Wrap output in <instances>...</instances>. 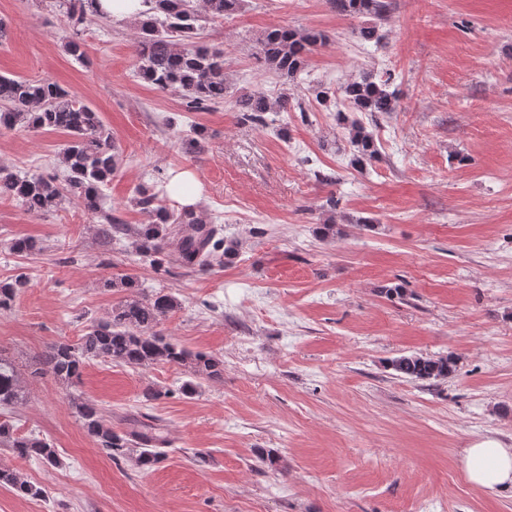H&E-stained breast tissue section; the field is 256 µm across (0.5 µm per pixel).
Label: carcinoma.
I'll use <instances>...</instances> for the list:
<instances>
[{"label": "carcinoma", "mask_w": 512, "mask_h": 512, "mask_svg": "<svg viewBox=\"0 0 512 512\" xmlns=\"http://www.w3.org/2000/svg\"><path fill=\"white\" fill-rule=\"evenodd\" d=\"M99 0H64L65 14L73 27L67 51L73 57L85 56L81 26L88 20L108 15L98 8ZM149 8L138 19L139 37L136 53L140 61L139 74L147 84L159 89H178L184 93L186 107L201 112L224 101L227 75L224 70V50L199 41L203 23L222 19L236 11L242 0H144ZM337 12L355 17L382 19L387 0H331ZM324 36L314 30L297 31L288 27H273L264 31L259 40L256 58L263 66L286 79H296L306 66V53ZM345 101L354 112L388 113L397 109L398 89L392 77L385 79L362 76L349 81L343 88ZM241 120L264 124L269 112H285L288 96L271 99L265 93L253 91L237 101ZM339 116L345 124L351 143L357 147L355 163L361 165L373 159L378 149L373 136L344 111ZM0 126L14 128H44L68 135L61 155L64 178L55 174H14L0 166V197L20 200L31 213L48 212L68 198L77 199L85 210L95 213L101 208V187L112 180L117 160L112 135L100 114L71 95L52 79H29L0 75ZM156 195L147 187L139 190L137 204L150 211L155 221L130 228L117 217H106L98 228L105 239L133 234L135 252L143 257H156L174 252L182 257L196 256L200 267L221 262L234 255L230 246L219 254L222 241L218 229L204 237L197 234L179 235L181 224H198L193 211L174 214L155 205ZM25 286L24 278L0 284V308L15 298ZM171 294L157 293L146 299H129L114 307L105 320L92 323L79 342H54L40 356L36 377L52 376L65 386L75 385L90 360H103L130 368H145L168 364L182 368L190 380L183 392L192 394L202 381H217L224 377V362L212 355L191 352L157 331L158 325L171 311L178 308ZM395 372L413 380L440 382L447 380L457 368L452 355L424 357L403 354L391 360ZM23 397L16 367L0 356V406H10ZM81 429L91 437L109 458L129 457L134 465L147 471L163 461L162 447L166 441L156 433L153 422L135 420L125 429L116 430L102 417L97 405L81 396L70 398ZM0 445L20 458H38L48 465L58 463L56 449L37 436L16 437L12 427L0 423ZM0 486L40 498L43 491L23 482L17 473L0 469Z\"/></svg>", "instance_id": "cac0c4a2"}]
</instances>
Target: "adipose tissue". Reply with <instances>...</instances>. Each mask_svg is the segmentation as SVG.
I'll return each instance as SVG.
<instances>
[{
    "label": "adipose tissue",
    "mask_w": 512,
    "mask_h": 512,
    "mask_svg": "<svg viewBox=\"0 0 512 512\" xmlns=\"http://www.w3.org/2000/svg\"><path fill=\"white\" fill-rule=\"evenodd\" d=\"M464 466L468 480L482 489L498 492L512 488V448L497 439L474 441L465 450Z\"/></svg>",
    "instance_id": "1"
}]
</instances>
